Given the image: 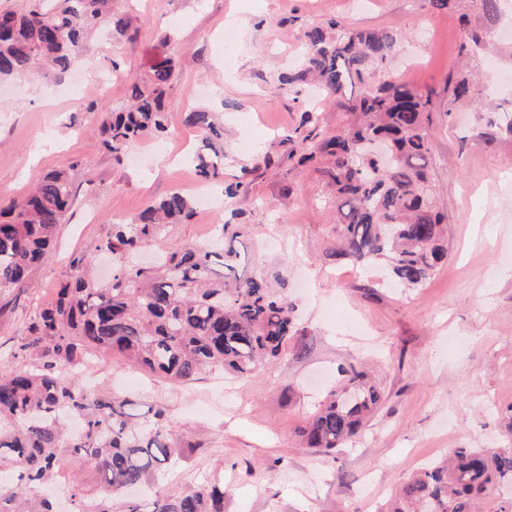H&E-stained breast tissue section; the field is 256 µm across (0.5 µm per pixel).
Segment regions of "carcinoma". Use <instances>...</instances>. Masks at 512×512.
Segmentation results:
<instances>
[{"label":"carcinoma","mask_w":512,"mask_h":512,"mask_svg":"<svg viewBox=\"0 0 512 512\" xmlns=\"http://www.w3.org/2000/svg\"><path fill=\"white\" fill-rule=\"evenodd\" d=\"M112 16V0H28L23 9L0 6V81L24 78L43 66L68 70L86 49V37ZM398 33L353 29L334 19L304 33L300 67L285 78L300 93L311 82L336 99L344 122L323 128L302 114L299 163L315 162L336 199L332 231L336 258L354 263L384 259L394 280L421 288L447 259V217L434 202L427 173L431 131L437 124L433 89L390 81L384 71L395 58ZM175 75L162 56L148 79L127 81L129 106L102 110L100 132L118 159L138 139L168 131L165 95ZM202 147L192 161L208 183L224 185L228 203L247 189L224 184V121L198 110L186 115ZM74 203L72 180L50 172L20 200L0 203V297L22 289L31 269L51 251L58 225ZM191 196L174 192L128 221L113 223L100 250L112 255V282L95 286L88 262L71 260L53 300L36 311L20 346L31 367L0 378V512H55L43 485L66 458L91 460L109 496L150 486L178 448L169 426L155 420L131 424L112 399L86 392L76 374L92 348L112 350L129 364L182 383L203 370L239 377L257 363L288 354L297 336L294 306L272 288L279 280L250 270L247 248L234 243L247 225H221L224 252L195 244L155 265L132 256L157 241L170 224L194 213ZM224 267L220 273L216 265ZM300 429L306 447L325 455L356 436L381 402L366 373L345 372ZM512 487V448H456L405 483L379 512H512V498L495 491ZM153 512H224V487L200 485L177 498H157Z\"/></svg>","instance_id":"carcinoma-1"}]
</instances>
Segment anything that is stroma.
<instances>
[{"label": "stroma", "instance_id": "35a3bbf8", "mask_svg": "<svg viewBox=\"0 0 512 512\" xmlns=\"http://www.w3.org/2000/svg\"><path fill=\"white\" fill-rule=\"evenodd\" d=\"M363 2L358 10L351 0H112L114 18L131 16L138 27L135 43L107 21L71 74L0 85V200L20 197L54 171L68 173L77 192L30 288L0 309V377L29 365L18 347L71 256H84L106 285L112 263L99 245L110 224L197 182L190 158L201 137L184 121L192 110L223 109L224 181L242 176L248 189L234 208L199 207L170 225L141 262L159 249L205 243L209 225L231 218L247 225L256 265L280 274L296 305L295 347L244 380L207 370L175 385L95 351L107 376L89 393L129 400L139 422L164 411L180 439L153 492L113 498L114 512H151L156 495L175 498L216 480L224 484V512H376L449 449L512 445L503 421L512 405V135L487 123L488 112L512 114V82L500 79L512 73V0L496 21L476 0H459L448 13L422 0ZM336 18L397 32L391 78L437 91L442 116L429 171L451 236L447 262L421 288L396 287L378 262L353 265L352 279L337 283L336 204L315 165H298L285 141L302 112H317L330 130L344 120L330 97L314 101L280 82L299 63L303 32ZM470 26L503 37L465 56ZM162 53L176 64L170 132L144 137L114 159L89 105L124 106V79L147 77ZM489 57L497 69L485 66ZM463 70L478 75L466 103L446 85ZM265 153L270 163L259 162ZM352 365L376 376L382 405L335 456L300 447V427Z\"/></svg>", "mask_w": 512, "mask_h": 512}]
</instances>
